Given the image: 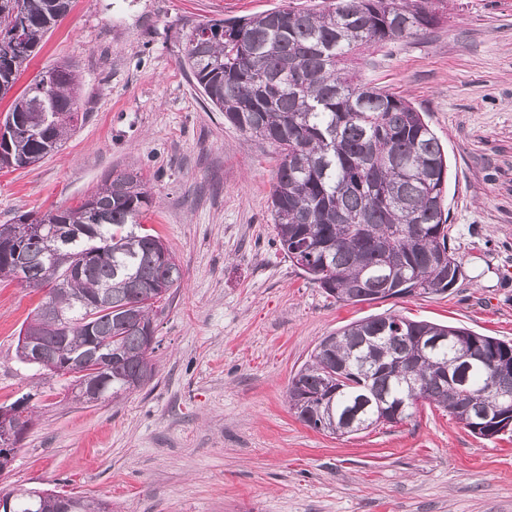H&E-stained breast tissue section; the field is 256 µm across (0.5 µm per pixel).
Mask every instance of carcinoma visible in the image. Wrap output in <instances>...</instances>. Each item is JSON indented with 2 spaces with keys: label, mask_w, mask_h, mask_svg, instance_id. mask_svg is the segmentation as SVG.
Masks as SVG:
<instances>
[{
  "label": "carcinoma",
  "mask_w": 512,
  "mask_h": 512,
  "mask_svg": "<svg viewBox=\"0 0 512 512\" xmlns=\"http://www.w3.org/2000/svg\"><path fill=\"white\" fill-rule=\"evenodd\" d=\"M432 0H325L281 6L189 30L183 67L201 93L241 131L278 150L271 214L288 260L343 302L444 294L462 277L448 245V157L411 102L381 88L365 92L351 57L417 35L438 23ZM72 0H0V98L15 86L44 36ZM80 117L78 75L63 63L40 72L0 123V168H23L54 152ZM151 197L140 172L108 177L74 207L36 218L41 242L0 232V277L16 279L21 249L27 279L48 296L20 330L50 343L64 367L92 350L110 356L100 376L112 398L144 369L156 370L154 305L182 270L140 219ZM72 227L68 243L57 228ZM60 248L47 273L46 250ZM66 316L57 320L56 311ZM419 336H446L447 348L401 363ZM473 351L466 382L454 360ZM444 375L446 382H437ZM288 403L311 429L338 436L384 417L405 420L426 404L473 435L499 436L512 415V343L467 328L398 316L371 317L324 337L288 385Z\"/></svg>",
  "instance_id": "cac0c4a2"
}]
</instances>
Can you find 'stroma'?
Segmentation results:
<instances>
[{"mask_svg":"<svg viewBox=\"0 0 512 512\" xmlns=\"http://www.w3.org/2000/svg\"><path fill=\"white\" fill-rule=\"evenodd\" d=\"M310 0H73L21 73L67 61L86 115L40 163L0 169V224L71 207L140 171L142 222L183 278L155 319L156 374L98 405L16 356L41 290L0 282V407L33 422L0 495L88 494L112 512H512V436L481 439L448 412L350 436L312 430L286 392L320 340L399 315L512 340V0H441L438 24L365 53L363 80L410 100L448 152V239L464 277L444 294L348 304L280 249L276 150L229 124L182 66L199 23Z\"/></svg>","mask_w":512,"mask_h":512,"instance_id":"35a3bbf8","label":"stroma"}]
</instances>
